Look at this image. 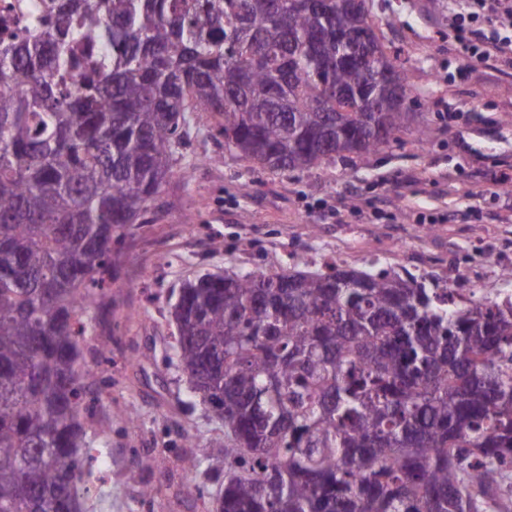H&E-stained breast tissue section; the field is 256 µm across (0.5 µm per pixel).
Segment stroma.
I'll return each instance as SVG.
<instances>
[{
  "instance_id": "obj_1",
  "label": "stroma",
  "mask_w": 512,
  "mask_h": 512,
  "mask_svg": "<svg viewBox=\"0 0 512 512\" xmlns=\"http://www.w3.org/2000/svg\"><path fill=\"white\" fill-rule=\"evenodd\" d=\"M369 4L413 97L403 142L283 174L225 150L212 113H190L191 177L169 180L160 220L122 249L112 313L84 343L88 353L103 342L112 350L106 375L87 379L103 403L85 512L217 510L224 427L189 402L168 314L172 291L197 271L304 270L333 258L445 277L493 247L496 266L472 268L466 285L493 300L512 294L499 274L512 267V66L459 58L448 25L455 0ZM478 169L505 179L476 178ZM427 222L433 232L420 236ZM147 486L158 496L143 497Z\"/></svg>"
}]
</instances>
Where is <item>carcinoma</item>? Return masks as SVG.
Returning a JSON list of instances; mask_svg holds the SVG:
<instances>
[{"instance_id": "obj_1", "label": "carcinoma", "mask_w": 512, "mask_h": 512, "mask_svg": "<svg viewBox=\"0 0 512 512\" xmlns=\"http://www.w3.org/2000/svg\"><path fill=\"white\" fill-rule=\"evenodd\" d=\"M367 0H44L0 38V512H82L112 255L186 180V112L272 170L362 156L412 102ZM387 78L372 83V71ZM172 347L224 423L218 512H512V299L340 262L179 288Z\"/></svg>"}]
</instances>
